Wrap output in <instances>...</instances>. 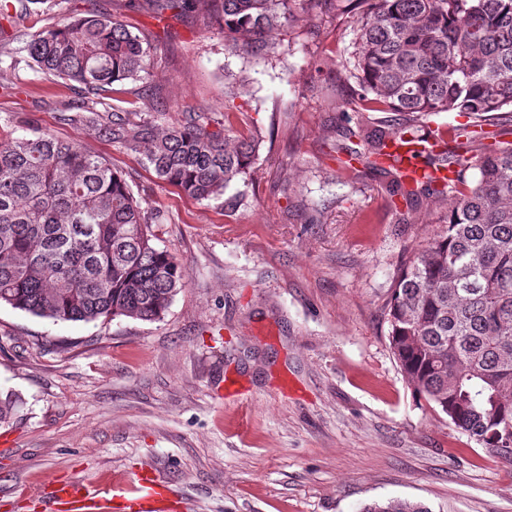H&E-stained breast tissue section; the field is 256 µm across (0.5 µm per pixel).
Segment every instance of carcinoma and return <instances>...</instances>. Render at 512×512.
I'll list each match as a JSON object with an SVG mask.
<instances>
[{
    "label": "carcinoma",
    "mask_w": 512,
    "mask_h": 512,
    "mask_svg": "<svg viewBox=\"0 0 512 512\" xmlns=\"http://www.w3.org/2000/svg\"><path fill=\"white\" fill-rule=\"evenodd\" d=\"M13 0L1 21L22 32L35 5ZM150 9L187 13L196 0H146ZM294 0H212L210 22L234 55L258 64L292 17ZM354 20L345 78L359 87L364 150L352 160L386 178L388 196L422 195L446 204L441 230L401 269L387 305L389 347L407 382L488 453L512 463V142L484 147L474 182L462 154L485 139L490 116L512 126V0H368ZM25 62L45 78L84 86L90 97L61 110L67 124L92 128L188 197L217 199L255 159L252 135L229 115L195 112L160 127L97 105L116 81L150 74L151 47L118 16L97 9L28 34ZM373 112L396 119L376 120ZM472 119L437 148L428 116ZM424 145V164L449 170L421 181L401 173L394 141ZM454 193L448 201V193ZM152 218L126 181L77 138L33 130L0 140V304L62 322L94 324L125 316L159 319L185 286L183 269L156 247ZM360 512H432L390 499Z\"/></svg>",
    "instance_id": "carcinoma-1"
}]
</instances>
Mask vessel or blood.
Masks as SVG:
<instances>
[{
  "mask_svg": "<svg viewBox=\"0 0 512 512\" xmlns=\"http://www.w3.org/2000/svg\"><path fill=\"white\" fill-rule=\"evenodd\" d=\"M171 495L167 484L148 473L109 481L56 479L43 512H110L116 499L125 501L129 512H157Z\"/></svg>",
  "mask_w": 512,
  "mask_h": 512,
  "instance_id": "obj_1",
  "label": "vessel or blood"
}]
</instances>
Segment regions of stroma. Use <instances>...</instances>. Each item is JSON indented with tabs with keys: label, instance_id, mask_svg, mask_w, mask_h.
<instances>
[{
	"label": "stroma",
	"instance_id": "obj_1",
	"mask_svg": "<svg viewBox=\"0 0 512 512\" xmlns=\"http://www.w3.org/2000/svg\"><path fill=\"white\" fill-rule=\"evenodd\" d=\"M207 10L155 17L128 0L123 20L151 47L149 77L117 83L104 107L139 111L158 93L161 126L231 109L258 135L247 176L197 201L91 129L64 124L78 83L40 78L23 40L0 58V136L78 138L158 212V248L186 284L156 321L61 322L0 306V512H39L54 475L151 471L176 512H360L388 499L432 512H512V464L489 455L408 384L384 313L401 267L440 229L428 200L389 202L384 178L336 165L355 119L342 61L353 17L320 13L276 35L286 52L226 100L246 58ZM339 94L335 111L327 98Z\"/></svg>",
	"mask_w": 512,
	"mask_h": 512
}]
</instances>
